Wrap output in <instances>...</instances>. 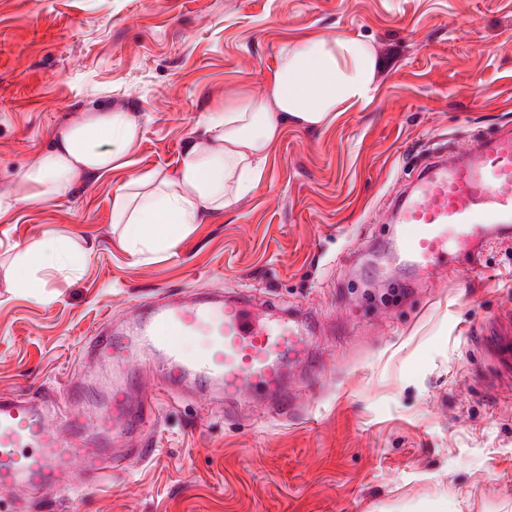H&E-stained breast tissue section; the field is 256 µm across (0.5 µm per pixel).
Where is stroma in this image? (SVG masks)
<instances>
[{
  "label": "stroma",
  "instance_id": "35a3bbf8",
  "mask_svg": "<svg viewBox=\"0 0 512 512\" xmlns=\"http://www.w3.org/2000/svg\"><path fill=\"white\" fill-rule=\"evenodd\" d=\"M371 42L368 103L286 127L258 186L176 247L135 261L112 224L131 172L173 168L215 104L262 97L280 46ZM131 113V168L0 223V392L61 402L106 317L171 294H244L307 312L292 402L162 400L148 459L80 472L25 512H512V385L472 337L512 307V240L413 278L382 248L391 202L439 148L512 128V0H0V191L92 109ZM55 231L91 248L54 304L10 285L17 247Z\"/></svg>",
  "mask_w": 512,
  "mask_h": 512
}]
</instances>
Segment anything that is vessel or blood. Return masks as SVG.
Listing matches in <instances>:
<instances>
[{"label": "vessel or blood", "instance_id": "b4317fda", "mask_svg": "<svg viewBox=\"0 0 512 512\" xmlns=\"http://www.w3.org/2000/svg\"><path fill=\"white\" fill-rule=\"evenodd\" d=\"M397 248L419 273L458 260L474 263L487 245L512 238V130L481 137L470 152L429 159L396 205ZM299 316L277 308L259 315L223 294L174 295L131 310L126 324L104 322L86 352L98 374L65 383L63 399L75 414L53 416L43 405L0 394V487L40 498L42 491L80 467L87 485L98 482L112 439L137 434L156 414L152 398L134 397L140 369L157 366L169 392H214L236 401L260 389L284 403L288 370L311 347ZM482 331L497 362L512 370V313L493 317ZM206 333L211 345L186 353V342Z\"/></svg>", "mask_w": 512, "mask_h": 512}]
</instances>
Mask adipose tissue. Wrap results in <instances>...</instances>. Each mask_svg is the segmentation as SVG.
<instances>
[{
	"instance_id": "obj_1",
	"label": "adipose tissue",
	"mask_w": 512,
	"mask_h": 512,
	"mask_svg": "<svg viewBox=\"0 0 512 512\" xmlns=\"http://www.w3.org/2000/svg\"><path fill=\"white\" fill-rule=\"evenodd\" d=\"M381 61L365 40L318 33L284 43L270 76V94L246 97L204 114L202 136L181 152L174 171L137 172L112 197V222L137 257L174 246L189 235L202 212L220 211L261 181L271 148L288 122L320 127L337 113L372 99ZM140 143L131 115L91 111L63 129L36 164L19 170L15 187L0 192V222L20 205L47 202L112 170L129 167ZM90 250L52 233L20 248L13 285L38 289L50 269L77 275Z\"/></svg>"
}]
</instances>
